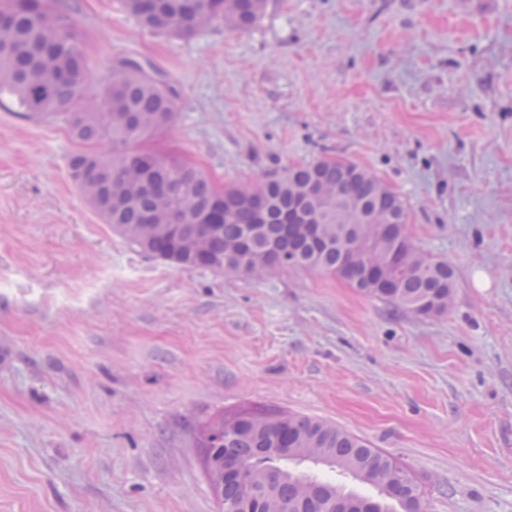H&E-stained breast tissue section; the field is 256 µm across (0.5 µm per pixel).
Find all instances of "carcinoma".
Wrapping results in <instances>:
<instances>
[{
	"label": "carcinoma",
	"instance_id": "obj_1",
	"mask_svg": "<svg viewBox=\"0 0 512 512\" xmlns=\"http://www.w3.org/2000/svg\"><path fill=\"white\" fill-rule=\"evenodd\" d=\"M125 9L155 33L192 35L224 21L248 29L261 18L267 0H123ZM0 92L32 115H61L81 145L109 144L103 156L112 169L89 170L80 185L113 231L152 257L181 268L223 264L224 272L260 278L274 269L321 271L370 298L420 316L445 315L452 304L455 275L447 262L420 250L406 232L401 197L365 168L323 158L266 174L253 186L219 188L202 172L169 156L135 148L167 128L175 117V89L125 59L112 65L108 83L91 92L85 36L55 0L32 7L0 0ZM313 211L328 205L324 241L313 246L301 225L288 224L299 204ZM218 211L213 224L191 223L184 237L194 253L178 250L162 234L167 211ZM374 268L388 287L368 280ZM263 412L218 417L202 433L203 448L250 464L248 482L223 488L210 478L219 512H232L247 494L266 497V512H296L298 499L336 504L368 503L367 512H422V497L408 498L395 485L407 470L383 451L322 420L289 414L287 429L263 419ZM233 421L232 433L224 423ZM258 448H288V460L323 465L371 485L378 496L347 491L336 483L285 470L281 460Z\"/></svg>",
	"mask_w": 512,
	"mask_h": 512
}]
</instances>
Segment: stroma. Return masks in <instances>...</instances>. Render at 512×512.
Segmentation results:
<instances>
[{
	"instance_id": "stroma-1",
	"label": "stroma",
	"mask_w": 512,
	"mask_h": 512,
	"mask_svg": "<svg viewBox=\"0 0 512 512\" xmlns=\"http://www.w3.org/2000/svg\"><path fill=\"white\" fill-rule=\"evenodd\" d=\"M60 2L94 85L135 57L176 89L147 149L220 186L355 162L454 301L418 318L317 271L137 252L72 181L63 118L0 97V512H218L200 430L244 410L363 439L425 512H512V0H268L189 36Z\"/></svg>"
}]
</instances>
